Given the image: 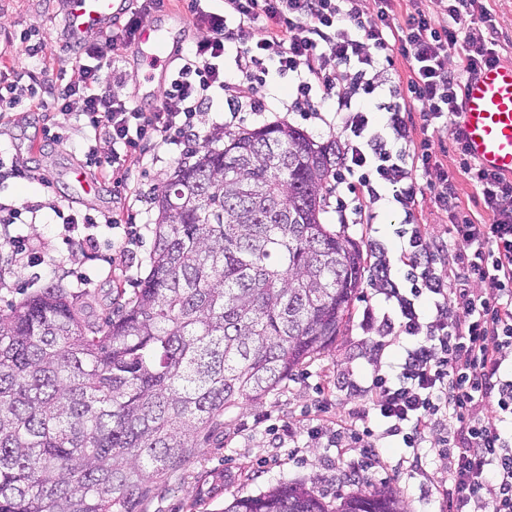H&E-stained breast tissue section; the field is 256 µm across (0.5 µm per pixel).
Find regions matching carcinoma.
Listing matches in <instances>:
<instances>
[{
	"label": "carcinoma",
	"instance_id": "cac0c4a2",
	"mask_svg": "<svg viewBox=\"0 0 512 512\" xmlns=\"http://www.w3.org/2000/svg\"><path fill=\"white\" fill-rule=\"evenodd\" d=\"M336 148L287 124L196 150L155 197L135 296L90 318L61 284L0 312V512H135L224 412L336 341L362 258L321 221ZM224 512H401L280 483Z\"/></svg>",
	"mask_w": 512,
	"mask_h": 512
}]
</instances>
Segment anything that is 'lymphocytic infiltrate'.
<instances>
[{"label":"lymphocytic infiltrate","mask_w":512,"mask_h":512,"mask_svg":"<svg viewBox=\"0 0 512 512\" xmlns=\"http://www.w3.org/2000/svg\"><path fill=\"white\" fill-rule=\"evenodd\" d=\"M361 2L224 0L216 9L190 0L198 37L145 112L112 90L153 6L142 0L113 35L80 44L55 79L1 74L0 118L22 107L78 114L86 166L124 187L145 159L143 144L212 147L195 118L215 97L234 111L261 110L269 70L291 75V111L332 112L343 135L333 175L347 193L336 201L338 223H372L380 203L403 216L395 248L367 241L369 285L389 309L365 304L360 325L377 332L374 350L388 336L411 344L395 370L373 371L337 447L379 461L374 418L408 448L435 435L448 458V512H512V179L468 155L459 125L468 83L500 61L497 26L483 0H407L402 21L394 0H373L368 12ZM440 131L452 148L448 165L435 147ZM104 142L111 152H101ZM461 178L476 189L483 220L463 205ZM427 193L448 218L432 230L414 221Z\"/></svg>","instance_id":"f902f5d3"}]
</instances>
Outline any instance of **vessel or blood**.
Wrapping results in <instances>:
<instances>
[{
  "mask_svg": "<svg viewBox=\"0 0 512 512\" xmlns=\"http://www.w3.org/2000/svg\"><path fill=\"white\" fill-rule=\"evenodd\" d=\"M123 0H67L59 20L65 45L106 36ZM460 128L468 153L512 178V63L484 69L467 86Z\"/></svg>",
  "mask_w": 512,
  "mask_h": 512,
  "instance_id": "vessel-or-blood-1",
  "label": "vessel or blood"
}]
</instances>
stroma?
Segmentation results:
<instances>
[{
  "label": "stroma",
  "mask_w": 512,
  "mask_h": 512,
  "mask_svg": "<svg viewBox=\"0 0 512 512\" xmlns=\"http://www.w3.org/2000/svg\"><path fill=\"white\" fill-rule=\"evenodd\" d=\"M66 0H0V62L16 69L32 68L33 62L14 45L21 31L40 30L50 36L51 66L68 64L70 50L62 45L59 19ZM165 58L124 54L125 82L119 95L131 98L144 111H152L156 91L152 78ZM291 77L270 71L266 78V110L263 114L231 112L222 98H215L210 111L198 115L203 131L236 132L285 122L302 130L314 142L328 144L336 139L335 130L320 119L290 111ZM47 114L19 109L8 124L0 125V150L14 155L21 177L0 190V200L16 204H40L35 223L15 225L17 233L28 236L39 250L57 258L52 270L16 273L0 263V311L8 312L31 292L50 283H61L83 296L98 316L112 310L117 293L133 297L144 277L153 247L157 218L154 198L174 176L181 160L179 153L158 151L155 161L133 166L130 180L140 196L127 203L111 182L99 181L95 193L84 194L73 179V170L82 166L83 131L71 123L63 142L43 144L41 133ZM215 147H223L217 138ZM36 169L44 182L28 178ZM72 205L74 210L95 215L120 212L132 229L125 250L112 246L113 231L98 224L92 230L95 244L65 242L62 226L51 209L52 203ZM361 298H354L349 318L336 342L324 353L307 361L261 402L240 403L224 415V430L202 448L182 477L153 490L138 505L139 512H222L234 497L258 495L282 482H298L312 487L327 501L356 491H391L401 500L405 512H443L445 504L435 489L438 479L447 477L448 460L439 455L434 438H425L419 449L404 446L402 440L378 437L383 448L379 463L370 469L364 485L346 482L342 471L350 461L343 449L327 445L340 420L365 402L362 392L374 369L389 370L402 350L392 342L383 354H376L369 337L357 326ZM355 379L360 391L347 389L346 378ZM319 422L324 440L311 443L307 429ZM209 472L224 475V487L211 496L201 495L202 477Z\"/></svg>",
  "instance_id": "stroma-1"
}]
</instances>
